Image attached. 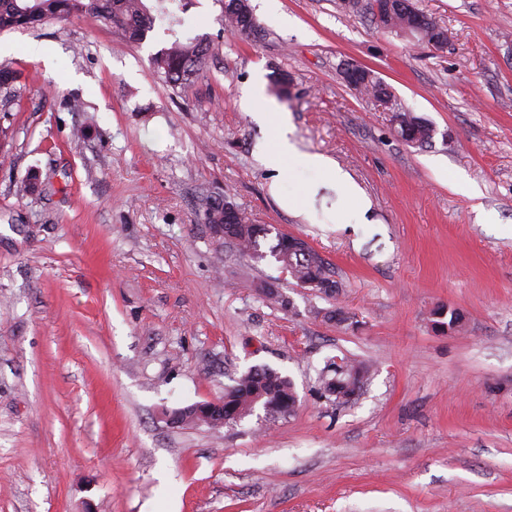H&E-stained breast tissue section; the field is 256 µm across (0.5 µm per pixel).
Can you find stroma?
Returning a JSON list of instances; mask_svg holds the SVG:
<instances>
[{
	"instance_id": "35a3bbf8",
	"label": "stroma",
	"mask_w": 512,
	"mask_h": 512,
	"mask_svg": "<svg viewBox=\"0 0 512 512\" xmlns=\"http://www.w3.org/2000/svg\"><path fill=\"white\" fill-rule=\"evenodd\" d=\"M341 2L250 0L254 38L225 28L224 0H185L175 34L140 42L84 17L0 33L19 74L0 92V512H512V0H415L448 27L442 51ZM176 35L212 48L184 91L150 62ZM344 62L431 145L405 142ZM268 105L360 201L280 205ZM219 195L306 239L338 294L213 238ZM270 280L288 306L259 294ZM442 304L463 333L434 329ZM337 306L356 328L325 319ZM342 359L370 367L346 405L320 383ZM255 366L292 379L291 414L166 421ZM353 67L355 66L347 63L340 64L339 76L343 82L358 93L370 95L376 100L386 99L391 104V92L370 70L363 68L357 77H354L349 73Z\"/></svg>"
}]
</instances>
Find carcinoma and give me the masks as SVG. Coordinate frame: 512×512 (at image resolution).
Here are the masks:
<instances>
[{
    "instance_id": "1",
    "label": "carcinoma",
    "mask_w": 512,
    "mask_h": 512,
    "mask_svg": "<svg viewBox=\"0 0 512 512\" xmlns=\"http://www.w3.org/2000/svg\"><path fill=\"white\" fill-rule=\"evenodd\" d=\"M374 2L353 0L348 8L367 14L370 21L381 30L416 35L433 48H440L436 38L447 27L419 10L412 0H405V5L394 10L387 18L377 17ZM72 16L100 21L131 41L146 38L156 21L143 0H0V31ZM224 24L230 30L244 35L252 34L259 27L249 0H224ZM210 56V45L199 38L187 42L176 40L170 47L155 54L153 67L166 83L186 89ZM350 69L351 65L340 64L339 76L354 91L370 95L376 100H391V92L371 71L363 69L354 77ZM393 120L401 138L408 143L423 145L433 138V127L410 112L399 110L394 113ZM226 203L228 200L224 198L209 204L207 223H224ZM235 219L236 222L227 227V240L236 242L256 260L260 261L268 255L273 257L281 267L288 269L290 277L297 282H314L319 286L332 282L339 285L330 263L317 250L311 248L306 253L298 254L288 248L289 236L274 232V227L250 224L239 210L236 211ZM271 234L275 235L276 243L265 253L261 251V241ZM434 315V324L441 330L454 332L463 326L462 316L455 309L441 306L435 310ZM368 373L369 367L366 364L344 360L334 370L333 377L322 378L323 389L343 404L345 396L363 384ZM296 402L297 396L291 379L269 367L252 368L241 375L234 385L224 389V423L231 424L245 418L260 404L271 407L275 413L289 414L294 411Z\"/></svg>"
}]
</instances>
